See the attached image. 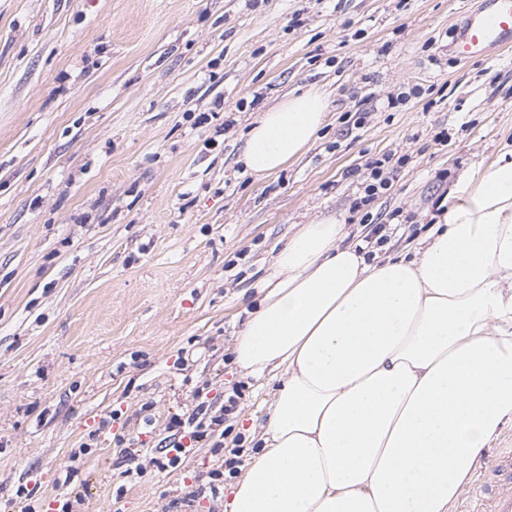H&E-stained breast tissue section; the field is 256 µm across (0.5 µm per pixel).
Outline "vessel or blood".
Wrapping results in <instances>:
<instances>
[{
    "label": "vessel or blood",
    "mask_w": 512,
    "mask_h": 512,
    "mask_svg": "<svg viewBox=\"0 0 512 512\" xmlns=\"http://www.w3.org/2000/svg\"><path fill=\"white\" fill-rule=\"evenodd\" d=\"M458 59L469 60L512 49V0H480L454 41ZM474 512H512V448L499 449L480 481L467 493Z\"/></svg>",
    "instance_id": "vessel-or-blood-1"
}]
</instances>
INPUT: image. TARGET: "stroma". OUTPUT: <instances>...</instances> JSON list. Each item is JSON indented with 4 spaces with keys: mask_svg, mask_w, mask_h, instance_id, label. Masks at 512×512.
<instances>
[{
    "mask_svg": "<svg viewBox=\"0 0 512 512\" xmlns=\"http://www.w3.org/2000/svg\"><path fill=\"white\" fill-rule=\"evenodd\" d=\"M477 3L0 0V512L67 487L82 512H184L193 492L224 512L239 476L214 493L208 474L256 453L277 388L234 353L277 252L332 217L404 254L512 156V52L448 50ZM311 88L331 115L312 144L243 172L255 118ZM389 152L391 193L353 209L350 169ZM234 387L223 450L169 464L171 417Z\"/></svg>",
    "mask_w": 512,
    "mask_h": 512,
    "instance_id": "obj_1",
    "label": "stroma"
}]
</instances>
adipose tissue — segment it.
<instances>
[{"instance_id":"1","label":"adipose tissue","mask_w":512,"mask_h":512,"mask_svg":"<svg viewBox=\"0 0 512 512\" xmlns=\"http://www.w3.org/2000/svg\"><path fill=\"white\" fill-rule=\"evenodd\" d=\"M326 119L323 91L284 98L245 169L279 171ZM456 193L413 259L367 260L332 218L276 255L235 352L281 386L224 512H450L512 420V160Z\"/></svg>"}]
</instances>
